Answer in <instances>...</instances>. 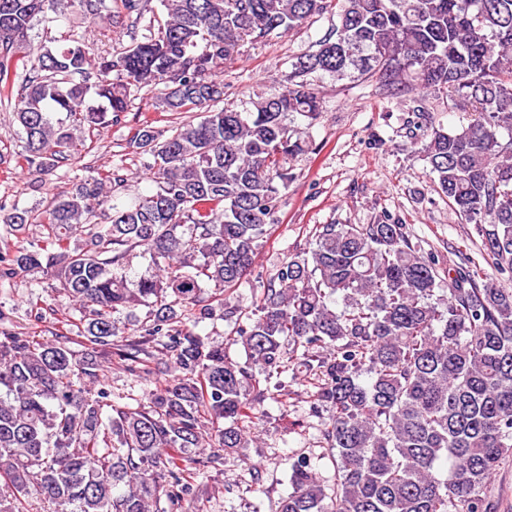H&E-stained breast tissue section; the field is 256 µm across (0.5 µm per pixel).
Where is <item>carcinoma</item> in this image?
Returning <instances> with one entry per match:
<instances>
[{
	"instance_id": "cac0c4a2",
	"label": "carcinoma",
	"mask_w": 512,
	"mask_h": 512,
	"mask_svg": "<svg viewBox=\"0 0 512 512\" xmlns=\"http://www.w3.org/2000/svg\"><path fill=\"white\" fill-rule=\"evenodd\" d=\"M61 0H0V96L13 94L27 160L44 168L81 152L76 131L128 110L130 86L156 92L163 112L204 109L163 142L144 122L131 142L153 156L157 190L117 209L86 180L44 211L42 248L0 250V280L37 271L88 313L68 342L0 333V512H165L191 503L200 465L255 438L260 383L313 381V412L336 465L327 488L301 458L278 512H495L487 484L512 448V0H161L167 19L110 55L81 45L30 44L34 20ZM127 17L150 0H122ZM336 9L317 50L291 63L281 89L241 110L222 108L224 64L275 33ZM375 77L389 95H441L471 113L449 133L419 125L415 140L440 191L477 225L494 273L448 252L421 253L404 224H319L312 247L263 285L239 325L244 363L187 325L204 289L224 292L251 272L274 224L288 161L308 151L290 124L322 101L307 76ZM34 215L7 219L23 233ZM151 258L137 279L134 251ZM342 308L336 309V298ZM150 308L149 324L118 356L156 376L145 398L112 401L97 358L112 353L113 315ZM447 474L438 476L441 462Z\"/></svg>"
}]
</instances>
